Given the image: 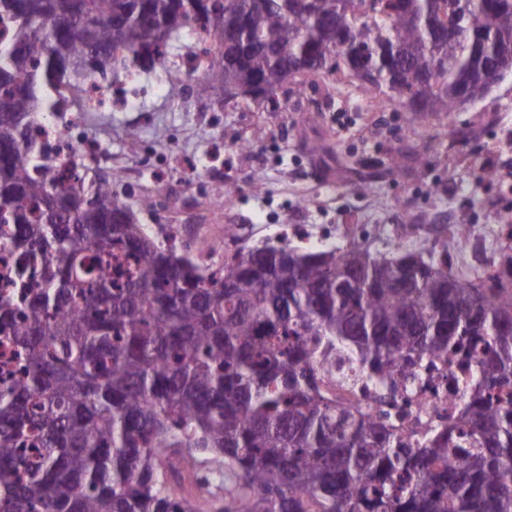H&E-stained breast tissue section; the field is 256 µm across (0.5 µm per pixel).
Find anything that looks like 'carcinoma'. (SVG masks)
Segmentation results:
<instances>
[{
	"mask_svg": "<svg viewBox=\"0 0 512 512\" xmlns=\"http://www.w3.org/2000/svg\"><path fill=\"white\" fill-rule=\"evenodd\" d=\"M512 0H0V245L15 257L0 337V512H512V255L469 280L422 243L380 255L256 246L202 267L149 235L112 174L62 175L36 136L88 77L167 74V93L279 103L344 66L423 112L512 76ZM207 30L194 88L168 50ZM43 155V161L34 157ZM136 268L109 272L112 252ZM475 360L456 415L405 434L320 377L397 388Z\"/></svg>",
	"mask_w": 512,
	"mask_h": 512,
	"instance_id": "carcinoma-1",
	"label": "carcinoma"
}]
</instances>
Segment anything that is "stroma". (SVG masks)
Returning <instances> with one entry per match:
<instances>
[{"mask_svg": "<svg viewBox=\"0 0 512 512\" xmlns=\"http://www.w3.org/2000/svg\"><path fill=\"white\" fill-rule=\"evenodd\" d=\"M163 71L142 75L120 110L84 112L79 137L94 145L115 188L149 232H174L185 252L224 259V231L242 248L280 245L284 225L327 232L331 244L390 255L402 224H452L486 238L492 256L512 247V77L454 112H416L368 97L344 72L289 80L286 107L250 99L170 101ZM224 165L233 192L223 214L187 207L184 188ZM152 197L153 208L139 207Z\"/></svg>", "mask_w": 512, "mask_h": 512, "instance_id": "1", "label": "stroma"}]
</instances>
